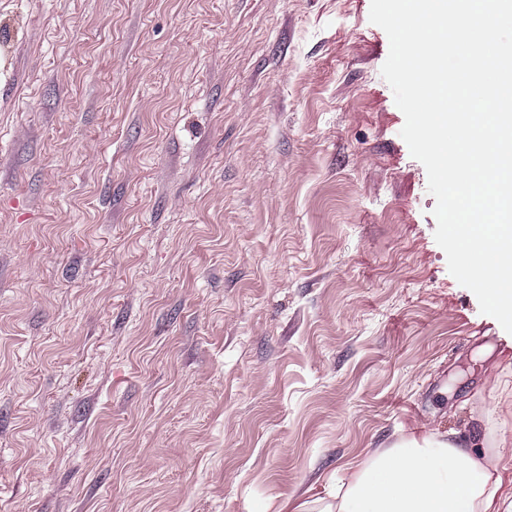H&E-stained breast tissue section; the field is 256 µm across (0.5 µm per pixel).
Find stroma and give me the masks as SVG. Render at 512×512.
Masks as SVG:
<instances>
[{
    "mask_svg": "<svg viewBox=\"0 0 512 512\" xmlns=\"http://www.w3.org/2000/svg\"><path fill=\"white\" fill-rule=\"evenodd\" d=\"M370 5L0 0V512H298L451 429L512 478Z\"/></svg>",
    "mask_w": 512,
    "mask_h": 512,
    "instance_id": "1",
    "label": "stroma"
}]
</instances>
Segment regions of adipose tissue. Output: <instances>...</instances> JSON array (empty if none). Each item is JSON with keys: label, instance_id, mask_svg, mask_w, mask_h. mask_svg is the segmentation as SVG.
I'll use <instances>...</instances> for the list:
<instances>
[{"label": "adipose tissue", "instance_id": "adipose-tissue-1", "mask_svg": "<svg viewBox=\"0 0 512 512\" xmlns=\"http://www.w3.org/2000/svg\"><path fill=\"white\" fill-rule=\"evenodd\" d=\"M344 471L324 512H512L498 455L455 430L400 439Z\"/></svg>", "mask_w": 512, "mask_h": 512}]
</instances>
